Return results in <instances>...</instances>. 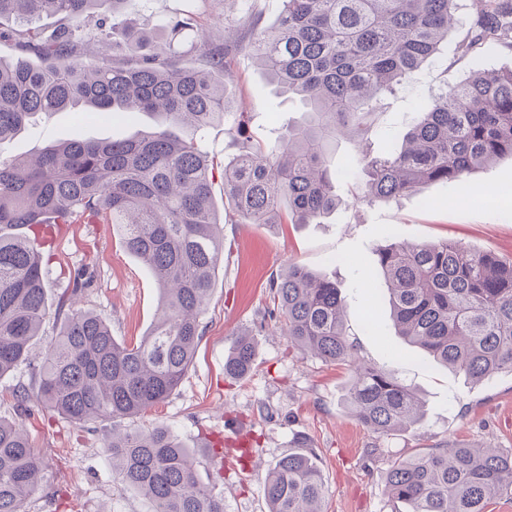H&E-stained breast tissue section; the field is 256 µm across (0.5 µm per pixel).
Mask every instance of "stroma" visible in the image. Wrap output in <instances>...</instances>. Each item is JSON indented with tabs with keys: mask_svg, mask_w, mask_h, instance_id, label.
<instances>
[{
	"mask_svg": "<svg viewBox=\"0 0 512 512\" xmlns=\"http://www.w3.org/2000/svg\"><path fill=\"white\" fill-rule=\"evenodd\" d=\"M182 0H127L125 25L150 30ZM460 23L433 56L398 91L383 96L371 149L401 143L443 82L459 83L472 72L457 47L476 10L459 0ZM236 112L252 142L267 143L275 131L301 117L289 99L261 73L250 50L232 52ZM140 113L130 122L89 120L75 124L61 112L28 126L0 145V155L29 160L51 144L75 138L121 139L154 126ZM362 148L338 140L336 211L318 224L222 226L224 260L201 318L203 335L193 365L180 386L132 428L154 424L177 434L197 459L202 482H217L224 512H267L264 480L292 440L309 437L325 483L324 512H398L385 487L391 464L416 451L445 445L493 444L512 448V374L480 382L435 365L421 350L395 335L389 306L374 288L376 250L393 240L459 241L477 251L512 255V159L475 170L463 186L431 183L389 201H360ZM52 254L43 266L47 301L70 286L69 272L86 268L94 286L80 305L108 322L121 342H137L154 322L158 286L146 266L130 255L112 225L85 222L49 227ZM336 281L349 340L358 357L384 367L424 400L423 421L408 430L377 435L351 416L346 404L347 367L310 357L292 346L269 318L270 283L288 264ZM245 332L257 341L255 369L241 380L224 374V359ZM56 334L54 318L43 323L27 360L0 377V417L16 416L14 393L34 382V370ZM29 441L42 457L43 487L27 512H150L148 502L112 476L104 448L106 426L88 429L51 411L26 420Z\"/></svg>",
	"mask_w": 512,
	"mask_h": 512,
	"instance_id": "1",
	"label": "stroma"
}]
</instances>
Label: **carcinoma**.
<instances>
[{
  "instance_id": "cac0c4a2",
  "label": "carcinoma",
  "mask_w": 512,
  "mask_h": 512,
  "mask_svg": "<svg viewBox=\"0 0 512 512\" xmlns=\"http://www.w3.org/2000/svg\"><path fill=\"white\" fill-rule=\"evenodd\" d=\"M127 0H0V42L35 60L0 61V144L35 117L58 112L150 114L156 125L121 140L72 139L49 145L30 163L0 157V377L28 357L49 314L43 278L47 216L117 225L125 249L152 273L159 316L137 344L112 336L108 323L75 305L91 287L77 272L56 305L57 337L35 372L36 391L15 393L24 413L36 402L76 424L110 422L104 448L112 474L148 499L152 512H224L215 483L196 475L193 450L156 424L124 420L164 402L193 364L200 317L211 298L224 250L211 182L215 168L200 140L232 116L229 51L244 44L279 91L302 98L304 118L267 148L245 144L224 162V197L249 224H312L336 210L332 149L339 138L370 130L380 94L409 80L457 23L458 0H281L276 22L241 0L247 26L208 40L197 2L158 23L160 39L128 27L112 56L89 50ZM458 53L471 77L445 84L434 107L405 143L360 161L363 199L389 201L425 184L459 187L466 176L512 158V70L481 67V48H512V0H480ZM44 15L61 20L37 39ZM197 36L195 64L181 47ZM378 273L395 329L433 360L470 381L512 373V256L456 242L407 243L379 249ZM273 311L290 342L350 368L347 404L355 419L388 435L424 418L413 388L360 359L349 341L335 281L292 264L270 285ZM257 342L236 338L224 375L254 368ZM281 457L267 474L268 512H322V470L311 444ZM43 480L22 423L0 418V512H26ZM386 493L406 512H485L512 495V448H434L392 464Z\"/></svg>"
}]
</instances>
